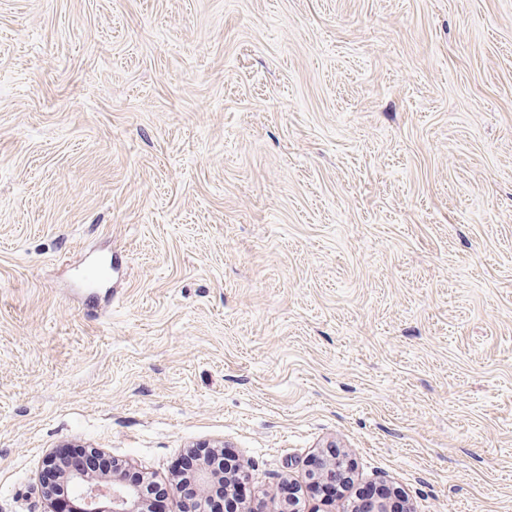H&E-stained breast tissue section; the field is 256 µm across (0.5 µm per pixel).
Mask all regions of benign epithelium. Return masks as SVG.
Segmentation results:
<instances>
[{
  "mask_svg": "<svg viewBox=\"0 0 512 512\" xmlns=\"http://www.w3.org/2000/svg\"><path fill=\"white\" fill-rule=\"evenodd\" d=\"M346 471L344 456L322 457L308 470V483L313 489L323 487L346 475ZM40 475L57 476L69 486L75 500L72 512H146L141 489L115 471L108 477L94 478L81 469L64 470L59 454L53 451L43 460Z\"/></svg>",
  "mask_w": 512,
  "mask_h": 512,
  "instance_id": "1",
  "label": "benign epithelium"
}]
</instances>
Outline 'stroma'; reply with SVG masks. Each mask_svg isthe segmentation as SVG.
Wrapping results in <instances>:
<instances>
[{
	"instance_id": "1",
	"label": "stroma",
	"mask_w": 512,
	"mask_h": 512,
	"mask_svg": "<svg viewBox=\"0 0 512 512\" xmlns=\"http://www.w3.org/2000/svg\"><path fill=\"white\" fill-rule=\"evenodd\" d=\"M70 442L512 512V0H0V512ZM347 460L340 454L320 458L319 463L308 469L307 479L312 489L324 487L336 481L337 477L346 475Z\"/></svg>"
}]
</instances>
